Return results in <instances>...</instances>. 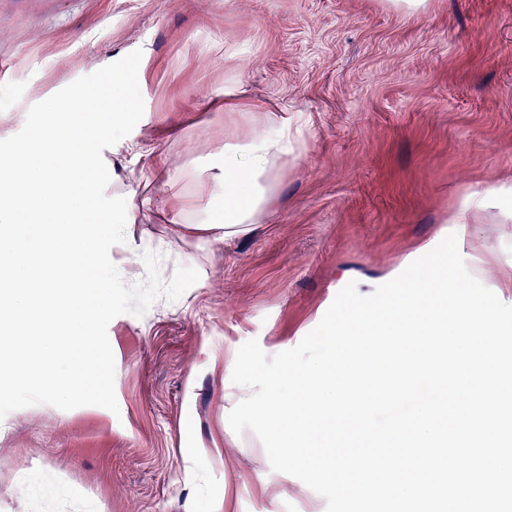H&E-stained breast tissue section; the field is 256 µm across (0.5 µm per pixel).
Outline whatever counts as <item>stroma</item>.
Instances as JSON below:
<instances>
[{"label": "stroma", "instance_id": "35a3bbf8", "mask_svg": "<svg viewBox=\"0 0 512 512\" xmlns=\"http://www.w3.org/2000/svg\"><path fill=\"white\" fill-rule=\"evenodd\" d=\"M0 66V161L72 89L111 103L127 67L141 119L118 155L144 180L141 149L155 146L189 195L238 130L196 102L242 82L248 107L307 121L250 237L209 246L148 217L152 256L113 247L129 283L97 336L120 385L0 403V512H210L218 499L225 512H307L312 489L231 429L212 361L252 339L269 356L297 346L349 282L369 294L451 233L512 305L496 285L512 218L450 221L471 192L512 188V0H429L418 15L382 0H0ZM214 442L221 461L198 460Z\"/></svg>", "mask_w": 512, "mask_h": 512}]
</instances>
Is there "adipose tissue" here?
Listing matches in <instances>:
<instances>
[{
  "mask_svg": "<svg viewBox=\"0 0 512 512\" xmlns=\"http://www.w3.org/2000/svg\"><path fill=\"white\" fill-rule=\"evenodd\" d=\"M112 98L107 107L100 96L72 90L44 109L27 136L11 142V162L0 168V243L15 225L38 228L32 246L14 249L0 262V312L24 329L0 350V376L10 377L0 386L1 401L33 380L47 400L81 398L88 381L99 376L114 387L120 382L94 325L112 313V246L120 241L134 252L142 248L137 227L149 200L133 185L113 193L111 204L100 199L103 150L127 139L140 112L127 79L114 77ZM206 105L237 113L239 131L203 168L207 193L193 198L173 193L167 211L171 224L217 242L255 232L273 193L275 166L296 155L304 120L299 113L261 119L230 91ZM71 323L82 326V346L92 359L79 368H61L55 337Z\"/></svg>",
  "mask_w": 512,
  "mask_h": 512,
  "instance_id": "ef3b65f1",
  "label": "adipose tissue"
}]
</instances>
